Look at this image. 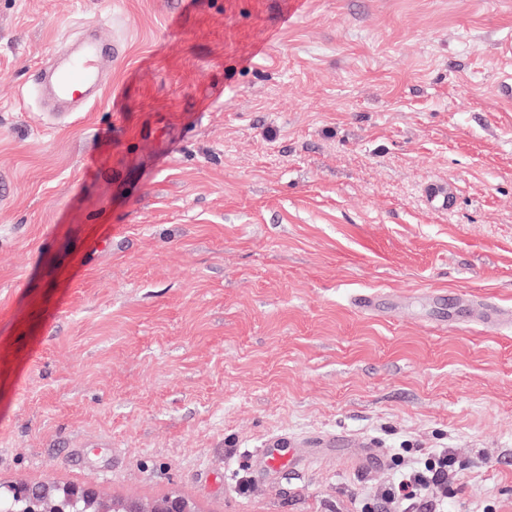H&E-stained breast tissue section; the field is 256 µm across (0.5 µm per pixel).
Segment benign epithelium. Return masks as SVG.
Instances as JSON below:
<instances>
[{
  "label": "benign epithelium",
  "instance_id": "7a95c632",
  "mask_svg": "<svg viewBox=\"0 0 512 512\" xmlns=\"http://www.w3.org/2000/svg\"><path fill=\"white\" fill-rule=\"evenodd\" d=\"M17 512H100L96 509L97 490L89 485L51 483L31 485L15 482L7 486ZM112 512H196L192 503L173 490L149 506L136 501L112 508Z\"/></svg>",
  "mask_w": 512,
  "mask_h": 512
}]
</instances>
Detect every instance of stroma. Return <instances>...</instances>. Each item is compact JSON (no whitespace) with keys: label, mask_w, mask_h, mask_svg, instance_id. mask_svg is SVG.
I'll use <instances>...</instances> for the list:
<instances>
[{"label":"stroma","mask_w":512,"mask_h":512,"mask_svg":"<svg viewBox=\"0 0 512 512\" xmlns=\"http://www.w3.org/2000/svg\"><path fill=\"white\" fill-rule=\"evenodd\" d=\"M88 32L101 98L55 116L37 76ZM486 299L512 307V0H0V484L362 512L449 448L444 512H512Z\"/></svg>","instance_id":"35a3bbf8"}]
</instances>
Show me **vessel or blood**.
I'll list each match as a JSON object with an SVG mask.
<instances>
[{
	"label": "vessel or blood",
	"instance_id": "obj_1",
	"mask_svg": "<svg viewBox=\"0 0 512 512\" xmlns=\"http://www.w3.org/2000/svg\"><path fill=\"white\" fill-rule=\"evenodd\" d=\"M110 54L99 40L85 39L69 57L47 62L37 78L38 87L47 88L51 100L62 104L75 98L95 103L101 90V65Z\"/></svg>",
	"mask_w": 512,
	"mask_h": 512
}]
</instances>
